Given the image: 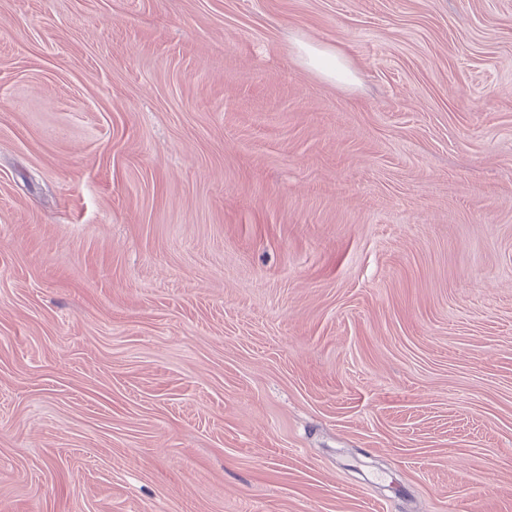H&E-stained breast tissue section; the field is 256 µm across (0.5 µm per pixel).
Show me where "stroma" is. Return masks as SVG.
I'll use <instances>...</instances> for the list:
<instances>
[{"label":"stroma","mask_w":512,"mask_h":512,"mask_svg":"<svg viewBox=\"0 0 512 512\" xmlns=\"http://www.w3.org/2000/svg\"><path fill=\"white\" fill-rule=\"evenodd\" d=\"M0 512H512V0H0ZM303 63L335 82H348L354 74L345 54L339 50L321 49L312 45L302 46Z\"/></svg>","instance_id":"obj_1"}]
</instances>
